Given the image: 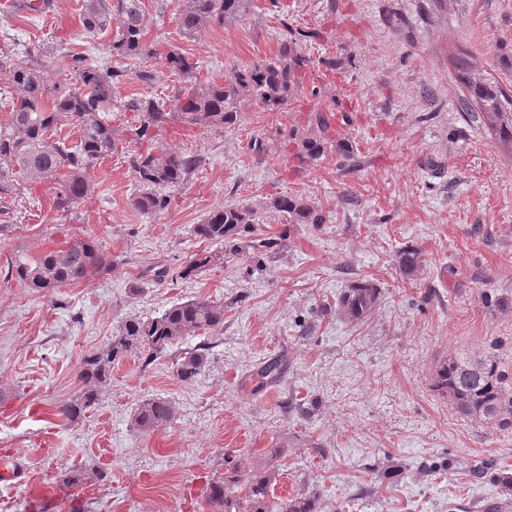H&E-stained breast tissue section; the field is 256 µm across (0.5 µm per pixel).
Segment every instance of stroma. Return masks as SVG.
<instances>
[{"label": "stroma", "mask_w": 512, "mask_h": 512, "mask_svg": "<svg viewBox=\"0 0 512 512\" xmlns=\"http://www.w3.org/2000/svg\"><path fill=\"white\" fill-rule=\"evenodd\" d=\"M143 3L147 40L197 62L201 79L273 58L289 31L305 32L311 69L282 111L248 101L235 130L174 125L142 143L199 161L164 212L133 208L136 175L121 151L91 169L77 219L60 220L48 185L20 196L0 268L76 235L98 240L116 265L51 295L0 271V452L55 488L41 501L0 487V512H210L207 486L228 453L279 469L271 499L305 490L323 512H512V494L486 474L512 472V425L463 418L430 385L435 366L460 352L496 355L512 383V150L466 122L451 65L470 52L483 78L512 89V0H251L245 17L192 35L180 27L183 0ZM80 13L81 0H54L38 23L0 13V36L47 45L52 81L73 53L109 52L111 34H88ZM128 67L117 96L173 101L181 82L160 60ZM320 112L354 157L343 166L330 150L295 172L283 135ZM287 193L314 202L324 223L296 225L286 247L187 282L143 279L152 265L212 250L193 227L225 201L260 206ZM408 245L424 258L412 277L396 263ZM357 279L382 296L356 323L337 299ZM193 298L224 306L196 381L177 379L172 355L148 365L132 354L113 365L96 408L59 415L82 387L83 357L123 320ZM276 357L283 378L260 384ZM154 398L173 402L175 417L139 432L132 414ZM296 401L310 418L289 412ZM91 468L106 479L66 487Z\"/></svg>", "instance_id": "1"}]
</instances>
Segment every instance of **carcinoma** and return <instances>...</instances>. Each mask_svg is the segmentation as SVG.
Listing matches in <instances>:
<instances>
[{
    "instance_id": "obj_1",
    "label": "carcinoma",
    "mask_w": 512,
    "mask_h": 512,
    "mask_svg": "<svg viewBox=\"0 0 512 512\" xmlns=\"http://www.w3.org/2000/svg\"><path fill=\"white\" fill-rule=\"evenodd\" d=\"M249 6L250 0H183L180 24L185 32L196 33L243 17ZM52 7V0H0V12L25 11L34 19L51 12ZM81 16L84 28L94 36L112 27L119 29L109 45L111 59L95 62L86 53H76L51 87L42 70L43 52L34 53L7 35L0 44V69L6 72L10 87L0 100L1 106L10 109L9 118L0 123V232L12 228V205L17 195L36 184L54 185L55 210L75 218L76 205L91 188L89 170L112 156L123 142L140 145L174 122L207 131L233 130L245 101H254L267 112L282 111L302 90L303 73L312 64L298 50L300 39L291 37L281 43L274 58L235 69L222 82H202L197 77V63L174 49L161 53L157 43L145 40L147 18L142 0H83ZM133 57L159 58L173 75L185 79L175 106L168 109L158 98L116 97L114 89L129 76L124 60ZM454 67L463 85L458 105L464 118L512 146V94L477 76V64L470 53L456 58ZM116 112L133 115L123 132L112 125ZM65 118L78 127L75 144L53 137ZM329 131L330 117L322 113L314 116L307 132L292 130L298 167L309 168L324 156ZM128 155L138 185L132 205L145 216L167 210L171 194L191 178L198 163L195 157L176 152L132 150ZM266 213L278 215L280 223L286 225L280 233L282 240L291 232L289 224L325 223L320 210L303 196L280 195L259 208L246 201H228L193 227L196 236L218 248L177 267L158 264L150 268L152 281L164 282L170 277L190 280L209 267L224 266L246 248L256 253L272 249L277 243L252 237ZM423 263L421 251L410 246L397 255L398 267L407 276L418 273ZM114 266L97 240L76 236L60 247L32 255L16 253L7 259V275L38 292L52 294ZM380 294L368 280L352 281L339 294L338 308L345 318L359 322L371 314ZM223 329L224 305L201 298L177 303L159 316L126 319L106 345L84 356L79 371L83 387L61 406L59 414L72 420L97 405L112 364L126 356L137 353L148 365L187 336L214 335ZM206 363L203 346L183 350L174 373L181 382H193ZM282 374L284 364L273 360L258 376L277 382ZM504 379L495 357L461 354L443 361L435 370L432 390L447 398L465 418L503 420L512 416V396H504ZM174 415L170 401L149 399L137 405L131 425L146 433L166 425ZM277 477L279 471L274 468L248 471L234 455L224 457V475L209 488L211 512H320L314 493L270 500L269 491Z\"/></svg>"
}]
</instances>
